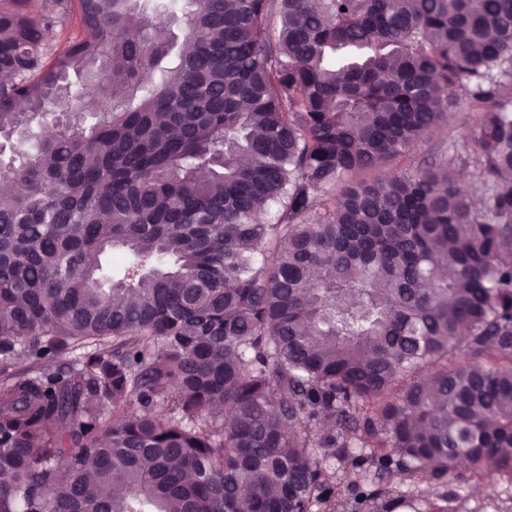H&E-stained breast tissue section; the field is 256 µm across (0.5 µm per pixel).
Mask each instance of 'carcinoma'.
Here are the masks:
<instances>
[{"instance_id": "1", "label": "carcinoma", "mask_w": 512, "mask_h": 512, "mask_svg": "<svg viewBox=\"0 0 512 512\" xmlns=\"http://www.w3.org/2000/svg\"><path fill=\"white\" fill-rule=\"evenodd\" d=\"M2 75L0 512L512 479V0H0ZM458 104L451 110L449 117L445 120L442 126L430 137L426 138L425 142L419 143L412 150V159L417 162H422L427 159L435 148L443 147L448 148V131L458 133L473 125L474 115L469 112L466 105V92L458 94Z\"/></svg>"}]
</instances>
